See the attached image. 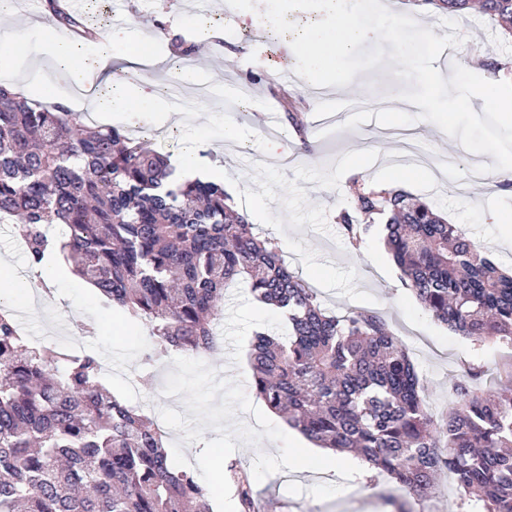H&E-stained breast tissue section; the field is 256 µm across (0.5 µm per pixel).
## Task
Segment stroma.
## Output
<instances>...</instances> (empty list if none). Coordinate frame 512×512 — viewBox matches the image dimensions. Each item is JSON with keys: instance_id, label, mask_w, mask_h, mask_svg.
Listing matches in <instances>:
<instances>
[{"instance_id": "stroma-1", "label": "stroma", "mask_w": 512, "mask_h": 512, "mask_svg": "<svg viewBox=\"0 0 512 512\" xmlns=\"http://www.w3.org/2000/svg\"><path fill=\"white\" fill-rule=\"evenodd\" d=\"M395 3L396 12L412 15L436 36H463L451 63L440 69L443 78L451 77L453 65L469 66L475 55L488 60L512 58V40L489 17L473 10L454 15L427 12L414 0ZM125 6L130 20L121 26L113 19V0H79L77 14L99 27L123 28L129 39L152 40L165 57L174 40L197 45L192 63L176 74L152 75L150 89L163 91L168 101L177 92L188 101L201 97L211 109L180 111L177 121L159 129L147 115L136 123L128 121L125 103L118 102L99 117V124L123 128L135 138L148 136L156 150L173 160L202 152L210 155L222 148L224 188L253 233L277 241L288 266L303 278H319L317 291L329 310L380 312L409 350L434 417L447 412L450 386L468 369L481 371V390L497 391L502 374L512 368V348L475 344L434 320L403 286L379 235L368 237L356 249L336 223L337 213L348 205L352 180L369 186L397 185L433 205L449 223L463 226L480 244L484 257L510 270L512 223L495 224L491 216L512 211V190L495 186L489 174L475 181L470 178L474 167L494 164V157L469 153L431 122L418 120L411 128L425 143L427 167L437 179L404 178L394 161L403 141L392 128L370 121L328 134L321 123V109L327 103L349 100L373 112L389 107L392 95L406 87L394 75L396 63L387 60L360 72L345 87L316 89L298 76L284 83L277 72L290 42L274 33L256 40L251 33L260 20L256 12L234 10L225 0H208L203 8L197 0H126ZM0 23L27 28L28 58L16 81L18 89L34 81L66 88V80L44 56L40 33L54 27L47 11L33 19L17 11L1 17ZM220 43L234 48L235 58L225 59L216 49ZM286 92L298 100L311 152L297 150L290 127L277 125L271 134L262 125L265 109L282 110ZM228 123L239 132L230 144L224 141ZM271 136L283 145L280 156L264 150ZM46 292V297H35L31 304L13 307L26 336L50 350L77 345L94 352L114 393L130 405L144 406L152 418H159L163 407L182 410L180 397L163 393L174 365L170 356L158 354L147 326L125 319L71 274L50 277ZM263 330L283 332L279 313L256 302L245 285L229 289L217 349L207 356V364L220 377L239 376L244 384H251L248 352L254 332ZM253 488L255 512H398L405 502L416 512H451L457 501L456 482L439 479L434 494L423 499L373 469L350 480L332 470L278 471Z\"/></svg>"}]
</instances>
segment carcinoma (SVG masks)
<instances>
[{"instance_id": "cac0c4a2", "label": "carcinoma", "mask_w": 512, "mask_h": 512, "mask_svg": "<svg viewBox=\"0 0 512 512\" xmlns=\"http://www.w3.org/2000/svg\"><path fill=\"white\" fill-rule=\"evenodd\" d=\"M453 14L477 10L512 35V0H421ZM56 27L92 30L51 0ZM196 53L174 44L167 65ZM224 183H180L143 136L85 125L60 104L0 87V215L15 217L27 259L51 260L44 228L62 224L72 270L129 318L151 326L160 352L216 348L224 288L243 280L288 320L249 353L257 397L321 448L353 449L405 488L428 493L449 471L459 512H512V370L495 394L469 370L454 407L428 413L408 351L373 311H328L269 239L227 204ZM379 217L403 285L450 330L512 346V274L433 207L402 189L353 183L336 216L353 245ZM161 428L115 395L94 353L44 358L0 307V512H208L207 488L172 469ZM241 512L252 482L230 468Z\"/></svg>"}]
</instances>
